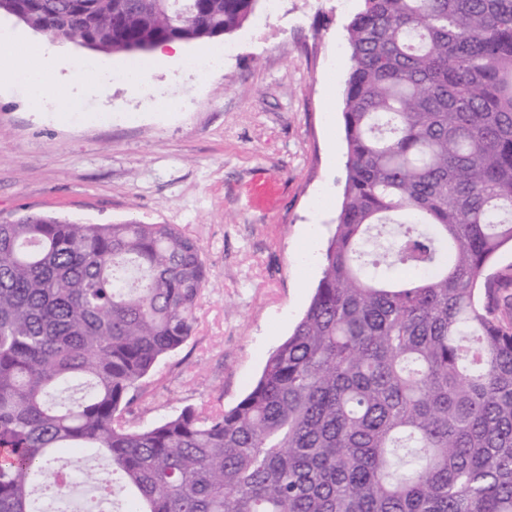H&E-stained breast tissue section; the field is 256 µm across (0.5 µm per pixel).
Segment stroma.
I'll use <instances>...</instances> for the list:
<instances>
[{"label": "stroma", "instance_id": "stroma-1", "mask_svg": "<svg viewBox=\"0 0 512 512\" xmlns=\"http://www.w3.org/2000/svg\"><path fill=\"white\" fill-rule=\"evenodd\" d=\"M360 0H279L182 55L104 54L0 15V33L45 47L77 109L33 110L0 79V222L26 213L84 224H176L202 248L209 285L192 338L133 404L148 426L184 407L236 405L291 333L322 274L346 179V25ZM231 46L221 70L185 58ZM93 62L103 82H79ZM147 67L141 88L114 71Z\"/></svg>", "mask_w": 512, "mask_h": 512}]
</instances>
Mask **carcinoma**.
Masks as SVG:
<instances>
[{"label":"carcinoma","instance_id":"1","mask_svg":"<svg viewBox=\"0 0 512 512\" xmlns=\"http://www.w3.org/2000/svg\"><path fill=\"white\" fill-rule=\"evenodd\" d=\"M260 0H0L91 49L229 34ZM322 276L234 407H130L208 286L176 224H0V512H512V0H361Z\"/></svg>","mask_w":512,"mask_h":512}]
</instances>
